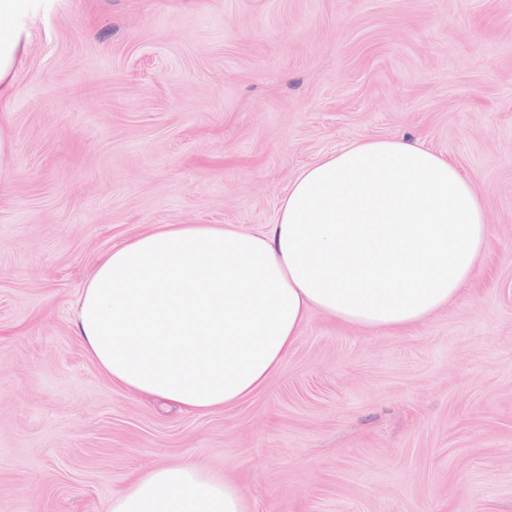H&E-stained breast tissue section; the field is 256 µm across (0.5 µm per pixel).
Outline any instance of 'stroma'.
I'll return each mask as SVG.
<instances>
[{
	"mask_svg": "<svg viewBox=\"0 0 512 512\" xmlns=\"http://www.w3.org/2000/svg\"><path fill=\"white\" fill-rule=\"evenodd\" d=\"M31 32L0 184V512H107L187 457L250 512H512V0H51ZM403 136L485 210L448 307L401 331L312 311L206 415L88 355L69 310L114 244L263 230L305 166Z\"/></svg>",
	"mask_w": 512,
	"mask_h": 512,
	"instance_id": "obj_1",
	"label": "stroma"
}]
</instances>
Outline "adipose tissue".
I'll return each instance as SVG.
<instances>
[{
  "mask_svg": "<svg viewBox=\"0 0 512 512\" xmlns=\"http://www.w3.org/2000/svg\"><path fill=\"white\" fill-rule=\"evenodd\" d=\"M47 0H0V102L17 93ZM484 210L458 166L418 141L356 140L303 169L274 224H163L113 246L70 320L120 385L193 414L261 388L308 314L404 330L474 278ZM240 485L185 458L134 476L109 512H248Z\"/></svg>",
  "mask_w": 512,
  "mask_h": 512,
  "instance_id": "1",
  "label": "adipose tissue"
}]
</instances>
